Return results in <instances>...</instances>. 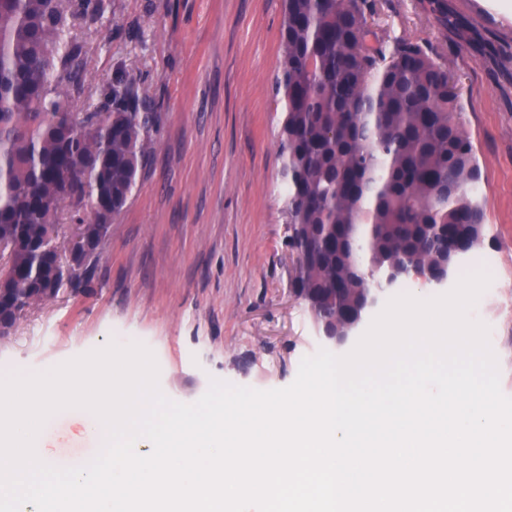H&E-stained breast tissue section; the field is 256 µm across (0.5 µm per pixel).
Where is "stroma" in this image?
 I'll return each instance as SVG.
<instances>
[{
  "label": "stroma",
  "instance_id": "obj_1",
  "mask_svg": "<svg viewBox=\"0 0 512 512\" xmlns=\"http://www.w3.org/2000/svg\"><path fill=\"white\" fill-rule=\"evenodd\" d=\"M469 28L443 24L433 0H368L367 23L445 64L481 168L496 289L476 321L489 329L512 398V0H448ZM96 22L71 19L95 106L124 71L160 120L149 162L110 226L83 294L30 307L0 342V377L48 371L133 339L149 348L170 400L191 404L211 379L257 390L291 385L324 344L290 291L295 257L279 192L284 114L274 77L283 0H110ZM84 413L45 430L56 464L89 458Z\"/></svg>",
  "mask_w": 512,
  "mask_h": 512
}]
</instances>
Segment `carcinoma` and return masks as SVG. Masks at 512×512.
I'll return each mask as SVG.
<instances>
[{"label":"carcinoma","mask_w":512,"mask_h":512,"mask_svg":"<svg viewBox=\"0 0 512 512\" xmlns=\"http://www.w3.org/2000/svg\"><path fill=\"white\" fill-rule=\"evenodd\" d=\"M364 0H283L276 95L292 285L328 327L358 314L387 261L423 271L485 238L481 171L448 68L419 44L380 42ZM107 0H0V326L89 278L98 255L63 257L58 211L107 236L149 158L159 116L119 71L97 106L71 17Z\"/></svg>","instance_id":"1"}]
</instances>
